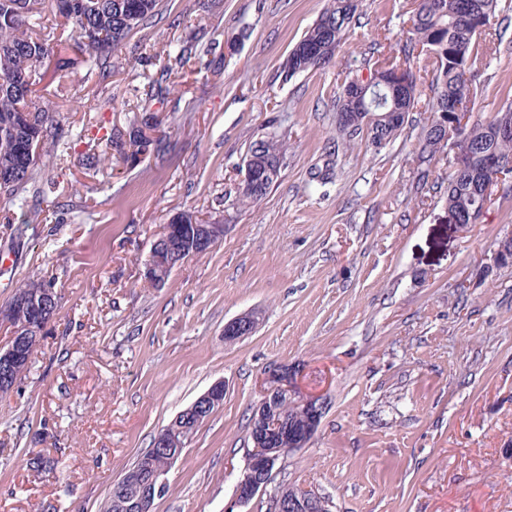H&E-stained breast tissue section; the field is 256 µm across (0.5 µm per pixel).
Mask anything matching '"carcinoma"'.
<instances>
[{"instance_id": "obj_1", "label": "carcinoma", "mask_w": 512, "mask_h": 512, "mask_svg": "<svg viewBox=\"0 0 512 512\" xmlns=\"http://www.w3.org/2000/svg\"><path fill=\"white\" fill-rule=\"evenodd\" d=\"M46 4L72 23L76 37L71 50L81 56L89 70L99 71L104 79L112 74V51L122 47L160 10V0H0V194L20 210L27 206L21 193L27 185L35 183V166H21L13 151L14 142L33 141L42 156L61 159L69 150V140L60 124V108L64 105L77 112L83 107L82 98L70 93L65 83V71L73 59L62 54L59 46L52 45L50 34L44 32L41 17ZM500 11V0H417L412 39L429 48L436 59L430 84L432 114L448 113L457 105L472 102L478 81V74L472 70L476 42L490 30ZM356 12L357 0H328L317 21L292 48V63L283 65L284 77L328 65ZM196 53V43L191 39L184 41L163 66L161 78L152 81L148 100H165L170 89L163 85L164 78L183 67ZM408 77V88L401 96L392 95L382 85L370 94L361 87L356 92H341L336 97V111L349 113L356 126L349 130L339 124V132L349 141L364 138L376 150L390 144L419 103L417 79L411 73ZM46 80L57 83L55 98L32 97L35 87ZM504 114L512 115V103L489 120L465 129L461 144L470 153V167L464 172H451L445 204L448 220L463 229L469 227L470 214L482 208V185L495 176L485 165L484 154L492 151L505 159L512 158V139H500L494 133V122ZM164 139L156 115L144 112L128 130H111L106 135V148L124 163L137 166ZM286 152L284 141L275 136L260 143L255 141L247 150L256 157L274 155L283 162L287 161ZM177 221L178 218H172L169 230L159 240L164 245V254L184 258L191 250L192 238L189 232L177 227ZM51 287L52 283L41 279L19 285L8 304L0 309V321L8 324L16 336L43 335L58 311L59 296H54L41 323L34 324L30 321L31 294L37 288ZM36 346L32 340L19 345L21 363L13 378L19 379L27 371ZM209 417L207 413L199 423L190 421L187 433L176 436L173 448L184 450ZM147 459H155L151 448L124 472V484L111 493L106 512H131L128 501L135 492L134 480L141 476L142 464ZM29 465L32 471L41 473L53 470L55 463L42 452L32 451Z\"/></svg>"}]
</instances>
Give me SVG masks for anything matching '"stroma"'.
<instances>
[{"label":"stroma","instance_id":"35a3bbf8","mask_svg":"<svg viewBox=\"0 0 512 512\" xmlns=\"http://www.w3.org/2000/svg\"><path fill=\"white\" fill-rule=\"evenodd\" d=\"M327 3L162 0L113 52L111 77L68 69L86 108L62 112L66 134L124 129L131 88L157 78L185 34L221 44L218 68L199 46L167 101L150 102L163 155L130 168L81 143L38 165V183L53 185L44 197L22 210L0 198V253L14 260L0 305L32 277L61 296L31 366L0 397V512H105L158 431L218 381L224 404L167 474L155 512H225L257 382L277 363L303 366L328 406L276 480L317 489L332 512H512V265L492 261L512 232V192L468 229L447 222L449 163L420 151L435 68L424 53L410 62L420 102L400 135L378 152L339 139L345 77L403 59L414 0H360L332 63L283 79ZM492 34L499 53L473 65L482 122L512 102V22ZM270 134L287 142L288 165L260 202L237 204L246 150ZM182 212L223 218L224 238L155 287L144 261ZM251 311L258 330L225 344V323ZM33 450L55 470L31 471Z\"/></svg>","mask_w":512,"mask_h":512}]
</instances>
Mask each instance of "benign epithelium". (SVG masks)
I'll use <instances>...</instances> for the list:
<instances>
[{"label": "benign epithelium", "instance_id": "benign-epithelium-1", "mask_svg": "<svg viewBox=\"0 0 512 512\" xmlns=\"http://www.w3.org/2000/svg\"><path fill=\"white\" fill-rule=\"evenodd\" d=\"M469 113L454 112L449 115L440 113L435 116L442 143L454 151L457 167L464 169L469 163V155L458 148L460 131L468 122ZM252 160L242 162L241 178L238 184L239 194H250L259 189L258 182L253 174ZM226 225L207 224L193 233L199 234L195 240L196 249L208 251L224 238ZM512 257V234L500 239L493 252L492 259L496 265L504 264V260ZM259 319L251 313H244L224 324V342L232 345L247 336L252 335L258 328ZM304 369L298 365L280 364L264 371L259 381L260 399L256 404L255 415L256 433L254 439L260 443L267 436L278 432L276 425L267 421V415L273 403L281 397L294 405L301 407L305 422L301 426L288 429V434L282 440L288 441V447L279 445L268 446L262 455L247 461L245 468L237 478L233 502L234 506L227 512H234V508L249 503L256 495L266 491L271 483L274 470L281 458L291 455L305 447L317 433L326 410V400L323 394L309 391L302 385ZM224 403V384L217 383L199 396L189 407L179 412L171 421L177 426L181 421L196 416L206 410H217ZM171 437L168 428H163L156 435L155 446L163 458V464L154 469L149 478L140 485V492L133 503V512H153L154 499L158 497L166 484V475L179 459V452L169 448ZM330 507L328 500L320 497L312 489H303L298 495L287 500L280 497L272 498L273 512H315L320 509L326 512Z\"/></svg>", "mask_w": 512, "mask_h": 512}]
</instances>
